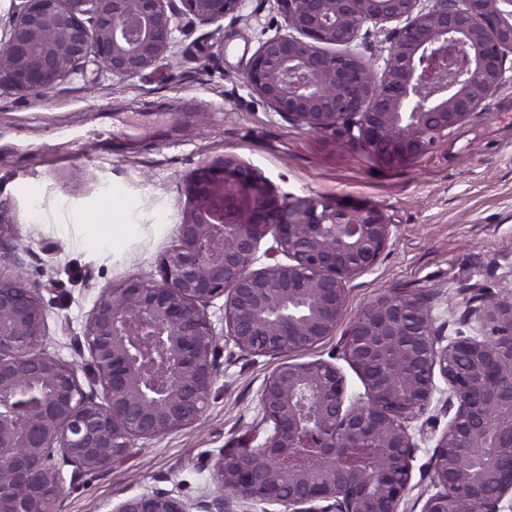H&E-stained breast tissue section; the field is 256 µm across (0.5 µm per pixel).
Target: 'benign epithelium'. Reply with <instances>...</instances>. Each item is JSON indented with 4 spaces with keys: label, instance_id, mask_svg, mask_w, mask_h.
Listing matches in <instances>:
<instances>
[{
    "label": "benign epithelium",
    "instance_id": "obj_1",
    "mask_svg": "<svg viewBox=\"0 0 512 512\" xmlns=\"http://www.w3.org/2000/svg\"><path fill=\"white\" fill-rule=\"evenodd\" d=\"M0 36V90L39 94L88 64L132 78L177 55V34L235 15L243 0H10ZM287 28L261 42L246 85L301 129L343 128L387 168L405 166L482 111L512 56V0H278ZM400 22L381 73L354 51L367 22ZM341 50L331 51L329 47ZM157 279L104 289L83 336L101 392L46 353L42 288L4 250L0 203V512H59L71 481L124 457L137 439L194 426L228 339L251 355L312 347L348 307L347 283L372 269L392 224L376 206L323 197L290 203L233 155L204 162ZM272 262L255 267L260 244ZM282 255L286 261H278ZM224 298V329L208 308ZM445 338L425 298L394 294L351 321L343 357L364 386L324 361L278 365L260 392L263 442L216 458L217 495L192 503L167 490L110 512H400L411 489L410 423L430 409L435 376L453 412L437 435L421 512H500L512 494V293L463 301ZM479 449V457L471 456Z\"/></svg>",
    "mask_w": 512,
    "mask_h": 512
}]
</instances>
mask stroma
Here are the masks:
<instances>
[{"mask_svg":"<svg viewBox=\"0 0 512 512\" xmlns=\"http://www.w3.org/2000/svg\"><path fill=\"white\" fill-rule=\"evenodd\" d=\"M276 0H244L237 16L188 28L176 57L119 79L85 76L46 94L0 95V201L14 225L11 253L29 283L45 288L46 352L74 364L94 384L85 317L106 287L158 276L159 256L186 206V178L204 161L230 154L269 189L295 202L323 196L383 209L392 237L378 263L353 276L336 331L287 356H252L223 344L206 410L193 427L135 440L106 471L68 487L60 512H109L113 503L155 489L197 502L216 494L213 464L226 448L252 441L260 391L282 361L323 360L364 387L342 355L361 308L400 291L427 298L446 335L474 288L512 290V57L499 90L475 118L407 166L382 167L349 136L289 124L247 88L244 77L262 40L285 32ZM131 203L137 228L115 251L90 241V220L105 198ZM412 489L400 512H421L434 439L413 421Z\"/></svg>","mask_w":512,"mask_h":512,"instance_id":"stroma-1","label":"stroma"}]
</instances>
